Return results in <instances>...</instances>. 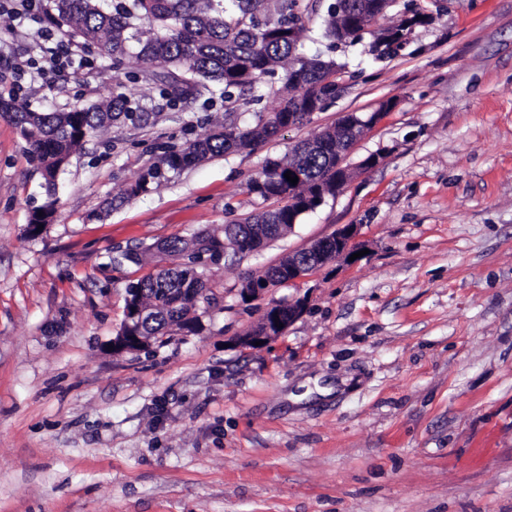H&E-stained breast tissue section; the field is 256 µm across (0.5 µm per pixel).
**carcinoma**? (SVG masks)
Returning a JSON list of instances; mask_svg holds the SVG:
<instances>
[{"label":"carcinoma","mask_w":512,"mask_h":512,"mask_svg":"<svg viewBox=\"0 0 512 512\" xmlns=\"http://www.w3.org/2000/svg\"><path fill=\"white\" fill-rule=\"evenodd\" d=\"M311 9L313 5L304 0H46L53 26L81 46L95 49L126 82L117 83L112 98L67 112L33 111L0 100V112L11 113L45 181L46 200L34 213L29 230H37L56 213V179L74 153L115 124L142 122L144 112L128 89L129 82H153L174 105L202 97L212 104L211 87L218 86L227 114L260 104L257 88L264 81L282 83L284 98L274 111L255 110L250 125L215 124L185 147L168 148L141 170L126 190L128 198L161 186L203 160L252 149L324 110L340 92L342 66L333 59L308 60L297 54L303 21ZM383 10L376 0H334L325 18L329 48L362 41ZM405 10L399 24L374 34L369 45L374 60L394 56L410 28L433 20V14L415 0H409ZM133 57L154 70L133 67ZM362 132L350 120L298 142L282 158L267 160L246 181V189L280 206L228 222L221 237L202 231L189 240L175 237L148 248L174 256L179 263L161 266L133 284L135 299L149 311L143 335L196 332L197 312H207L214 302L206 282L209 264L255 226L266 224L279 237L324 196L335 195L331 171L336 167V140L351 143ZM288 171L298 172L302 179L291 184L285 178ZM290 261L303 264L306 256L301 251L250 281L284 283Z\"/></svg>","instance_id":"cac0c4a2"}]
</instances>
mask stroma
Returning a JSON list of instances; mask_svg holds the SVG:
<instances>
[{"mask_svg":"<svg viewBox=\"0 0 512 512\" xmlns=\"http://www.w3.org/2000/svg\"><path fill=\"white\" fill-rule=\"evenodd\" d=\"M420 2L433 21L385 61L360 43L330 51L326 12L312 14L298 52L342 64L336 100L126 200L164 148L226 119L135 85L148 121L74 155L34 233L44 180L0 116V512H512V0ZM11 25L0 11V92L37 111L111 97L99 57L92 73L30 80L33 40ZM376 111L344 187L262 250L210 266L216 303L197 333L112 353L127 290L154 269L115 264L114 249L270 209L246 190L267 158ZM344 224L360 258L242 301L246 278ZM297 300L283 335L238 345L267 307Z\"/></svg>","mask_w":512,"mask_h":512,"instance_id":"35a3bbf8","label":"stroma"}]
</instances>
